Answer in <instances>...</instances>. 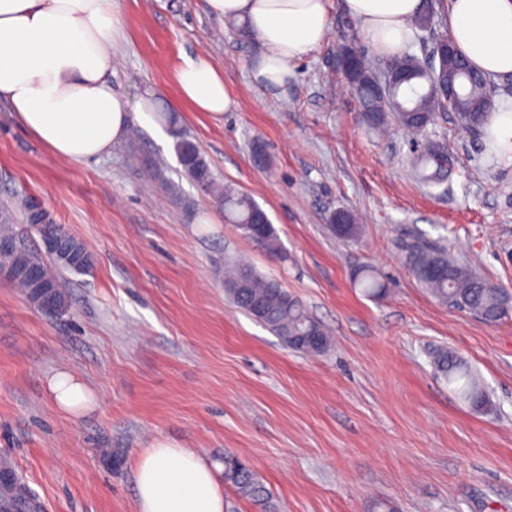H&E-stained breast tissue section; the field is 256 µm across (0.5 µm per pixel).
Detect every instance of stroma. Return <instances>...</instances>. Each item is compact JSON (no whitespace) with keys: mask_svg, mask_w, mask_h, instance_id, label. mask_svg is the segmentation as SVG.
<instances>
[{"mask_svg":"<svg viewBox=\"0 0 512 512\" xmlns=\"http://www.w3.org/2000/svg\"><path fill=\"white\" fill-rule=\"evenodd\" d=\"M329 3L324 43L271 94L250 79L255 43L206 0H118L113 89L151 92L157 110L174 111L214 176L267 211L274 256L184 174L174 139L142 129L68 163L0 99V216L40 247L18 206L27 200L93 257L86 272L58 271L59 314L0 280V461L43 512H136L132 462L158 440L211 463L235 453L278 512H512V315L488 324L451 309L405 263L412 246H439L512 290V163L446 114L432 135L453 146L448 178L420 184L405 133L363 123L335 64L345 17ZM201 53L235 101L218 117L171 106L177 70ZM339 210L358 216V239H337ZM235 256L299 298L332 350L296 353L236 308L224 294V261ZM364 265L385 297L355 286ZM441 347L480 372L486 409L434 376ZM60 370L96 395L92 411L56 409L46 381Z\"/></svg>","mask_w":512,"mask_h":512,"instance_id":"stroma-1","label":"stroma"}]
</instances>
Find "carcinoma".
I'll return each instance as SVG.
<instances>
[{"mask_svg":"<svg viewBox=\"0 0 512 512\" xmlns=\"http://www.w3.org/2000/svg\"><path fill=\"white\" fill-rule=\"evenodd\" d=\"M439 5L440 0H422L421 10L411 23L413 35L402 53L377 62L361 57L350 90L371 128L379 129L392 118L408 133L424 136L438 114L451 112L461 130L484 131L489 115L496 109L497 91L490 77L474 69L458 52L430 62L413 51L417 44L423 51H432L428 38L435 34ZM176 152L186 176L200 189L218 193L230 223L261 248L272 253L279 251L273 224L257 202L230 186L219 189L208 162L191 139L180 137ZM449 155L447 143L427 142L418 155L422 180L428 184L445 181ZM332 221L339 238L352 239L360 232L355 217L347 211L336 212ZM0 238L14 242L8 262L43 270L56 293L62 294L57 276L45 265L40 252L29 249L2 224ZM406 263L415 279L433 297L451 307L474 313L488 323H497L512 313V305L506 301L511 291L483 279L444 249L417 245L407 254ZM91 264L92 255L84 246L70 261H55L57 268L70 272H83ZM355 283L370 297L382 298L387 294L386 283L368 267L355 273ZM224 285L225 295L237 308L279 337L289 349L320 356L331 348L328 331L276 279L260 274L245 262L230 260L224 266ZM432 368L435 375L448 381L458 399L468 407L482 410L489 405L483 380L456 352L439 350L433 356ZM223 475L225 485L237 497L250 501L256 512H276L272 493L263 479L230 452L224 453ZM37 510L34 496L18 479L0 486V512Z\"/></svg>","mask_w":512,"mask_h":512,"instance_id":"1","label":"carcinoma"}]
</instances>
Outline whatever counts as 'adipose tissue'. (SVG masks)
Instances as JSON below:
<instances>
[{
    "label": "adipose tissue",
    "instance_id": "ef3b65f1",
    "mask_svg": "<svg viewBox=\"0 0 512 512\" xmlns=\"http://www.w3.org/2000/svg\"><path fill=\"white\" fill-rule=\"evenodd\" d=\"M219 18L246 25L259 47L251 81L284 90L298 62L325 39L327 0H206ZM420 0H341L378 54L402 52ZM448 34L469 62L498 78L512 75V0H448ZM123 18L117 0H0V99L58 158L81 163L109 152L133 125L158 128L152 94L112 90V60ZM180 101L212 116L234 104L224 77L205 58L178 69ZM56 406L79 415L96 397L66 371L47 384ZM137 512H224L212 465L192 449L154 442L133 462Z\"/></svg>",
    "mask_w": 512,
    "mask_h": 512
}]
</instances>
